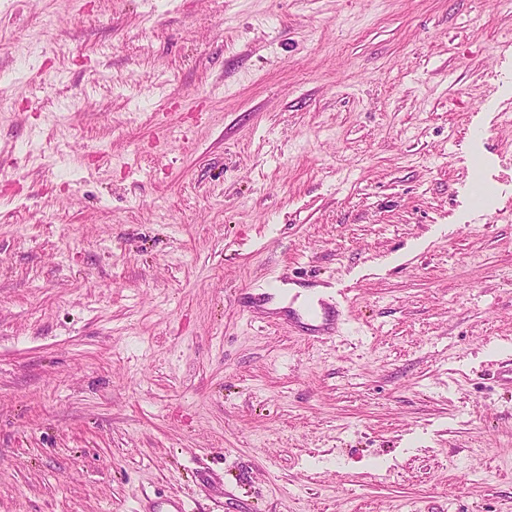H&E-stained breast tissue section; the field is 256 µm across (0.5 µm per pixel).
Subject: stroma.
I'll use <instances>...</instances> for the list:
<instances>
[{"label":"stroma","mask_w":512,"mask_h":512,"mask_svg":"<svg viewBox=\"0 0 512 512\" xmlns=\"http://www.w3.org/2000/svg\"><path fill=\"white\" fill-rule=\"evenodd\" d=\"M511 114L512 0H0V512H512ZM303 285L300 277L274 278L263 282H255L246 288L243 307L246 310L263 309L268 320L278 326L288 327V331L298 329L305 337L315 343L331 339L336 335L342 322L341 303L324 298V289L312 288L318 294L317 301L306 298L299 309L294 308L298 300L296 286ZM288 297V307H272L276 300Z\"/></svg>","instance_id":"1"}]
</instances>
